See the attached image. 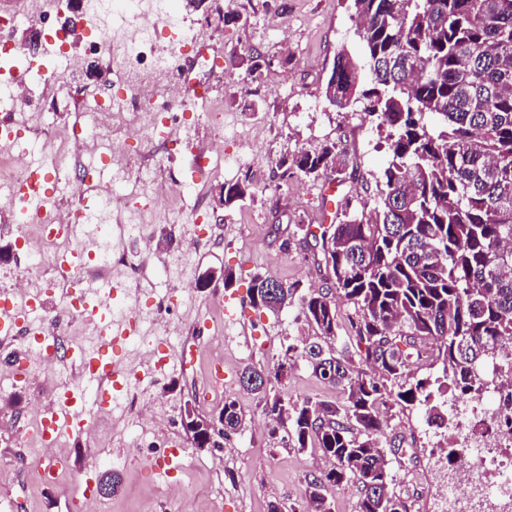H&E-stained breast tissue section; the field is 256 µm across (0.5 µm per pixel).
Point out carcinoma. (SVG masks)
<instances>
[{"label":"carcinoma","instance_id":"1","mask_svg":"<svg viewBox=\"0 0 512 512\" xmlns=\"http://www.w3.org/2000/svg\"><path fill=\"white\" fill-rule=\"evenodd\" d=\"M360 21L361 55L335 57L323 93L338 112L360 108L385 141L388 158L368 198L345 197L329 226V245L314 259L330 288L354 306L350 345H304L315 377L343 387L345 402L287 403L270 396L269 375L245 368L239 381L266 398L265 412L285 425L293 447L318 449L336 462L306 481V512H330L327 493L356 485V512H410L394 490L380 446L395 406L430 416L433 392L412 373L430 360L462 394L478 393L474 370L512 343V0H349ZM364 69L368 80H359ZM316 180H342V141L284 153L277 166ZM250 194L224 185V208ZM255 275L250 299L273 314L300 296L316 335L338 339L336 304L321 290ZM224 431H239L243 413L226 398ZM183 427L197 440L195 404Z\"/></svg>","mask_w":512,"mask_h":512}]
</instances>
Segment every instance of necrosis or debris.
<instances>
[{
	"instance_id": "4bbe7bcc",
	"label": "necrosis or debris",
	"mask_w": 512,
	"mask_h": 512,
	"mask_svg": "<svg viewBox=\"0 0 512 512\" xmlns=\"http://www.w3.org/2000/svg\"><path fill=\"white\" fill-rule=\"evenodd\" d=\"M69 0H22L0 12V58L14 60L10 75L0 77V205L12 212L23 208L19 185L35 176L36 166L46 167L53 193L42 218L14 226L16 256L39 257L53 270L56 281H92L109 276L125 289L142 293L150 285L144 273L152 263L149 252L131 249L128 239L142 235L147 215L162 212L160 198H180L176 182L161 181L156 166L141 168L129 180L130 160L112 137L116 124L146 135L159 146L188 142L186 112L196 100L188 92L175 47L164 46L161 29H188L185 18H159L157 12H130L124 18L126 34L113 35L112 0H91L95 35L81 42L80 55L70 51L72 33L63 19ZM40 22V34L53 46L57 67L41 72L40 80L24 81L30 53L9 34L23 25ZM101 66L97 82H75L71 76L82 60ZM164 86L163 107L154 104L155 89ZM65 112L69 120L40 147L41 161L33 163L19 151V131L36 132L44 108ZM90 224L101 233L74 265H64L76 244L61 220ZM177 303L162 298L149 306L127 308L126 314L141 326L139 347L143 362L165 344L180 346L170 315ZM56 313L67 318L63 328L52 330L41 347L26 331L0 340V351L23 352L20 369L0 373V387L40 379L41 389L53 392L65 371L67 352L85 347L90 319L86 306L73 295L58 298ZM481 391L461 396L448 390L437 418L425 431V456L431 476L442 485L434 512H512V347L503 346L486 364ZM141 429L131 442V459L155 458L146 437L152 419L165 413L158 396L142 383H129L118 405Z\"/></svg>"
}]
</instances>
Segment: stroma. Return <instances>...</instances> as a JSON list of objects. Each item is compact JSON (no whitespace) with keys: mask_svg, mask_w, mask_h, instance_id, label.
I'll return each mask as SVG.
<instances>
[{"mask_svg":"<svg viewBox=\"0 0 512 512\" xmlns=\"http://www.w3.org/2000/svg\"><path fill=\"white\" fill-rule=\"evenodd\" d=\"M223 4L231 21L224 25L222 37L214 38L207 30L201 36L216 57V67L195 72L214 84L210 98L198 110L204 113L219 107L234 118L246 138L226 143L225 149L248 151L247 165L228 174L200 173L194 171L192 155L183 148L167 156L139 137L127 139L124 147L132 160L153 158L162 177L189 184L177 223L144 227L154 258L150 278L155 291L167 289L161 261L183 249L185 223L197 196H204L213 221L222 224L223 244L199 246L189 259L202 272L210 268L234 272L232 285L219 280L193 291V320L220 318L224 324L215 333L191 338L197 370L172 365L154 382L155 393L172 409L170 418L159 422L154 440L183 450L176 480L151 474L142 463L127 464L118 472L117 492L97 503L95 512H267L268 503L275 500L299 508L307 479L328 465L320 452L292 449L284 430L274 429L266 416L264 400L244 391L238 381L244 367L274 371L288 345L316 339L298 305L276 314L260 312L251 306L248 289L257 274L288 284L325 287L326 272L310 259L315 240L295 235L294 225L331 224L343 195L361 196L373 185L386 163V149L368 116L335 111L322 93L335 54L342 49L354 54L359 49L357 25L346 0H223ZM252 50L270 62L257 79L249 75L245 62ZM336 139L356 167L355 178L342 183L326 176L313 181L296 174L285 181L273 179L275 163L286 151L311 149ZM244 178L252 183V198L234 210L224 209L218 202L220 187ZM222 295L231 298L233 316H225L218 301ZM218 360L224 363V394L199 402L198 410L214 414L230 396L242 407L244 420L241 430L225 439L223 447L200 449L185 432L181 416L198 383L197 372L209 370ZM272 387L291 403L345 398L342 388L316 379L300 360ZM32 400L28 387L0 392V471L17 470V458L23 452L18 437L4 423L26 412ZM424 421L421 408L396 409L385 431L386 440L400 445L393 460L394 482L411 512H421L438 493L422 472L408 468L415 457L410 436ZM134 433L135 425L129 421L91 424L80 443L59 451L68 478L39 488L27 512H67L66 503L76 494L78 482L91 474L103 475L105 460L122 456L124 443ZM409 472L414 475L410 481L405 478Z\"/></svg>","mask_w":512,"mask_h":512,"instance_id":"35a3bbf8","label":"stroma"}]
</instances>
